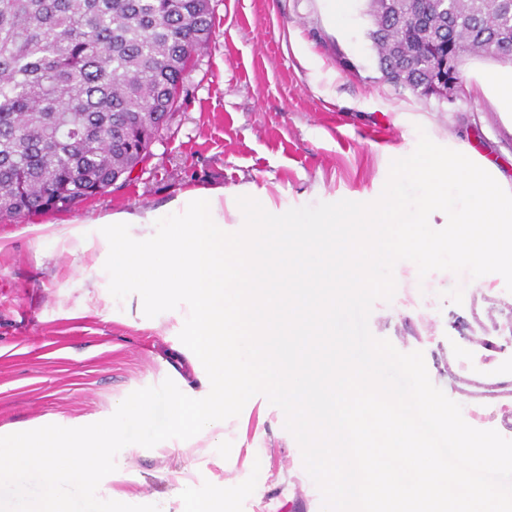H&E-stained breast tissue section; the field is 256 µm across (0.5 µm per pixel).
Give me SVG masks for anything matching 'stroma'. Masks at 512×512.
<instances>
[{"mask_svg":"<svg viewBox=\"0 0 512 512\" xmlns=\"http://www.w3.org/2000/svg\"><path fill=\"white\" fill-rule=\"evenodd\" d=\"M214 35L195 53L179 103L149 157L132 178L68 212L0 222V428L78 418H108L112 401L165 379L202 392L181 353L178 331L116 320L101 253H71L43 232L46 224L138 207H157L192 188L254 182L276 203L298 208L347 199L371 202L382 193L390 163L410 153L420 133L439 145L465 142L512 185V120L479 88L490 60L463 66L466 96L456 103L421 101L382 80L366 35L364 0H349L352 23L332 27L324 0H212ZM389 129L387 142L369 137ZM98 268L96 288L81 265ZM392 300H377L371 333L399 351H421L434 385L462 409L458 359L466 336L512 333V292L491 274L436 271L418 277L399 262ZM245 447L260 449L257 494L243 512H321L318 488L277 409L249 426ZM130 472L124 490L172 497L177 475L162 448L117 456Z\"/></svg>","mask_w":512,"mask_h":512,"instance_id":"1","label":"stroma"}]
</instances>
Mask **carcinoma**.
Returning <instances> with one entry per match:
<instances>
[{
  "label": "carcinoma",
  "instance_id": "1",
  "mask_svg": "<svg viewBox=\"0 0 512 512\" xmlns=\"http://www.w3.org/2000/svg\"><path fill=\"white\" fill-rule=\"evenodd\" d=\"M212 13L211 0H0V221L70 211L132 168ZM365 15L382 79L421 100L459 45L512 53V0H367Z\"/></svg>",
  "mask_w": 512,
  "mask_h": 512
}]
</instances>
